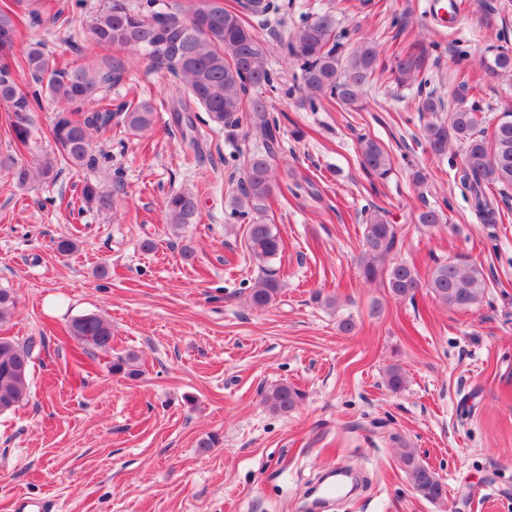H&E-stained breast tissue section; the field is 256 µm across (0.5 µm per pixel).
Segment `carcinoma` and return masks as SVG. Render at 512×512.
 Listing matches in <instances>:
<instances>
[{
  "instance_id": "1",
  "label": "carcinoma",
  "mask_w": 512,
  "mask_h": 512,
  "mask_svg": "<svg viewBox=\"0 0 512 512\" xmlns=\"http://www.w3.org/2000/svg\"><path fill=\"white\" fill-rule=\"evenodd\" d=\"M152 2L146 0L145 5L138 7L115 3L92 18L89 33L100 45L141 50L153 66L176 78L185 90V99L181 101L183 114L177 115V120L190 131L197 130L194 118L189 115L195 106L206 112L209 123L229 132L239 126V113H247L251 130L263 139L264 150L248 155L243 180L238 193L231 197L230 206L231 216L247 223L248 249L263 273L250 293V301L256 307H264L281 288L277 272L269 263L281 252L282 241L276 226L265 219L266 202L276 187L271 160L279 142L280 126L265 98L249 95L252 89L273 84L267 67V48L255 34L251 19L267 15L273 3L236 0V5L231 6L221 0H196L188 12H161L152 10ZM19 8L27 11L33 27L42 25L43 19L42 13L30 8L26 0H13V5L0 7V103L8 107L14 139L25 146L35 135L34 100L20 90L9 66L2 63L14 56L20 39ZM283 48L301 71L300 90L304 101L311 105L326 100L345 109L353 108L376 76L385 71H391L399 84L417 80L422 85L430 66V55L420 40L397 44L388 60L368 41L348 51L337 39L335 22L329 16L305 24L283 43ZM487 51L491 53L484 60L488 70L498 75L512 73L511 50L490 46ZM26 62L31 81L60 104L50 133L58 156L70 168L77 170L96 164L93 135H104L114 125L131 131L152 125L151 103L124 101L113 109L100 97L105 86L123 81L127 73L125 61L112 59L109 70L91 66L60 68L45 51V43L37 41L28 48ZM87 107L92 111H85ZM415 108L432 115L448 111L446 117L425 125L426 144L437 156L448 154L455 142L463 146L465 157L462 164L455 166V181L480 223H499L496 194L512 189V120L505 115L492 129L482 127L481 108L467 103L463 85L452 95V104L448 106L430 93L419 97ZM360 156L367 176L381 181L391 176V157L376 140L361 138ZM11 170L14 181L23 187L36 177H50L54 161L46 159L33 170L23 160L14 159ZM166 215L168 223L176 228L196 223V196L190 191L171 195ZM442 220V210L430 207L417 216V223L427 229L438 226ZM402 237V227L390 223L385 211L376 209L366 217L360 256L365 281L373 283L382 278L391 294L401 299L414 297L424 286L440 303L460 310L481 301L485 289L481 268L462 260L438 262L423 282L414 266L391 259ZM68 334L86 355L95 350H112V328L98 316L74 318ZM34 346L32 337L22 344L0 337L1 414L15 410L27 398ZM138 360V353L128 350L112 361L111 371L135 377L139 374ZM300 398L295 388L280 383L265 393L264 402L271 410L286 414L295 409ZM401 462L413 489L422 498L437 501L446 497L445 485L420 462L415 449H403Z\"/></svg>"
}]
</instances>
